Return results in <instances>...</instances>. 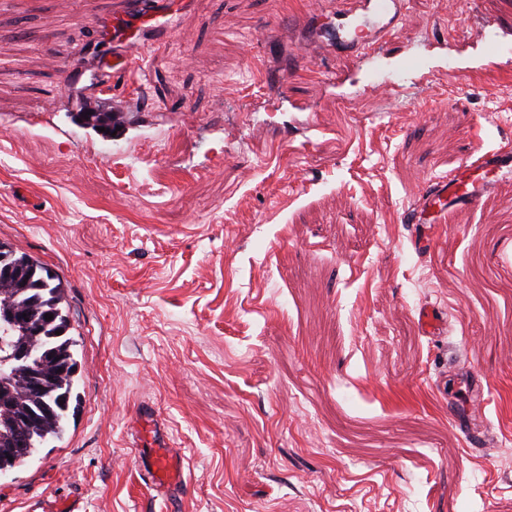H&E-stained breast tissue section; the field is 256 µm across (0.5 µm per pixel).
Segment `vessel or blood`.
Listing matches in <instances>:
<instances>
[{
  "mask_svg": "<svg viewBox=\"0 0 512 512\" xmlns=\"http://www.w3.org/2000/svg\"><path fill=\"white\" fill-rule=\"evenodd\" d=\"M400 4L401 0H352L340 15L345 19L356 17L361 21L355 29L353 44H381L397 20ZM172 16L171 0H126L124 10L113 18L103 39L110 43L119 37L131 47H157L172 32ZM98 65L99 87L108 90L113 81L126 76L132 59L110 52L99 55ZM477 164L501 176H512V154L507 152H488L480 156L477 162H463L458 174L424 184L417 207L403 212V223L434 224L446 211L479 206L492 192L494 184L472 177L471 171ZM144 440L150 452L139 457L140 467L148 475L154 489L173 495L183 481L180 458L165 439L157 437L154 428H147Z\"/></svg>",
  "mask_w": 512,
  "mask_h": 512,
  "instance_id": "1",
  "label": "vessel or blood"
}]
</instances>
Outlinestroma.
<instances>
[{"mask_svg":"<svg viewBox=\"0 0 512 512\" xmlns=\"http://www.w3.org/2000/svg\"><path fill=\"white\" fill-rule=\"evenodd\" d=\"M320 2L190 0L103 96L80 46L120 0H0V242L59 279L80 395L0 512H512V178L429 252L400 221L512 144V0H403L376 52ZM144 408L184 457L171 504Z\"/></svg>","mask_w":512,"mask_h":512,"instance_id":"1","label":"stroma"}]
</instances>
